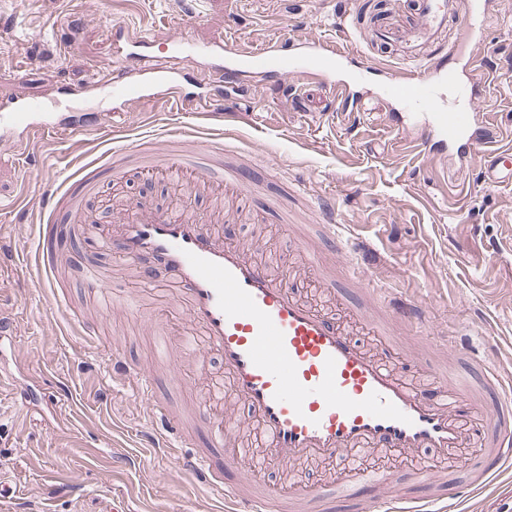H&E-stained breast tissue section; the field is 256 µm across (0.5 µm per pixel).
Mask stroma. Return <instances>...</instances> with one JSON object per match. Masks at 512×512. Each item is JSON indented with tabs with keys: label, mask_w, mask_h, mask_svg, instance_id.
Masks as SVG:
<instances>
[{
	"label": "stroma",
	"mask_w": 512,
	"mask_h": 512,
	"mask_svg": "<svg viewBox=\"0 0 512 512\" xmlns=\"http://www.w3.org/2000/svg\"><path fill=\"white\" fill-rule=\"evenodd\" d=\"M484 38L474 48L487 92L484 112L512 141V0H487ZM378 0H0V93L14 90L13 76L35 59L24 89L49 96L48 108L67 112L72 100L52 96L65 85L80 89L106 78L114 49L105 36L122 21L164 43L175 33L201 40L229 38L246 47L281 35L316 34L357 48L360 63L341 61L343 79H356L365 109L343 111L314 83L302 85L304 110L277 89L276 75L238 74L224 124L238 147L228 164L251 157L257 166L249 195L240 203L244 222L224 224L226 238L267 245L285 261H298L296 239L305 236L331 271L347 259L323 237L316 206L336 202L345 236L366 238L384 256L374 276L394 296H415L436 309L435 331L401 334L408 351L432 367L479 379L460 357L486 327L499 336L501 354L512 355V185H494L480 165L459 170L449 156L418 157L393 129L396 105L379 98L385 77L408 79L413 69L390 47L373 48L345 28L341 16H370ZM199 9L202 23L188 26ZM126 131L101 130L88 150L99 161L98 177L109 182L103 159L110 151L139 146L141 124H155L156 150L167 134L184 132L216 144L210 124L187 112H158L156 103L133 104ZM70 141L52 138L32 145L26 157L0 151V313L11 327L0 336V512L33 504L40 512H224V498L203 486L178 461L146 448L151 430L149 398L173 408L201 401L205 372L217 373L216 355L200 358L173 347L159 363L153 322L168 315L166 294H152L118 272L111 252L85 235L68 237L61 280L35 283L27 261L36 247L35 200L69 161ZM94 264L113 292L134 308L103 313L91 301L80 269ZM91 321L95 346L73 335L70 323ZM111 347L128 364L155 371L152 395L114 385L99 348ZM185 383L173 387L170 371ZM66 385L59 394L58 385Z\"/></svg>",
	"instance_id": "1"
}]
</instances>
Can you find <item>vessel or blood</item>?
I'll return each instance as SVG.
<instances>
[{
	"label": "vessel or blood",
	"instance_id": "obj_1",
	"mask_svg": "<svg viewBox=\"0 0 512 512\" xmlns=\"http://www.w3.org/2000/svg\"><path fill=\"white\" fill-rule=\"evenodd\" d=\"M469 4L463 13L442 8L437 0H414L406 28L376 22L377 39L404 44L412 59L425 60L430 49L445 50L449 58L415 82L386 83L382 94L426 117L429 135L415 144L420 153L435 155L448 149L463 168L476 156L489 157V172L504 173L512 184V148L498 146L497 126L489 115L479 103L460 109L438 95L442 89L468 92L466 78L476 70L473 46L478 36L470 16L484 11L487 0ZM452 27L457 37L451 42L447 31ZM107 35L116 50L106 81L113 102L110 113L92 126L68 122L20 91L0 101V149L23 152L42 137L86 135L90 128L116 124L128 105L141 100H164L175 112L192 100L202 119L223 124V96H188L185 76L174 64L185 54L212 60L219 79L256 70L275 73L283 81L310 74L337 98L353 96L351 82L336 76L338 61L350 59V51L318 37H303L307 50L298 56L289 52L285 36L277 47L246 49L232 39L206 45L179 34L170 37V57L162 60L152 56L151 38L132 25H112ZM181 144L177 151L151 153L140 166L142 173L208 184L231 201L248 195V171L223 166L219 151L200 148L195 139H182ZM104 190L91 164L67 169L38 213L35 269L49 275L58 269L59 259L48 242L71 224L89 225L142 286L155 284L146 259L162 264L187 334L219 356L221 398L244 406L248 425L257 433V453L266 465L328 471L353 501L355 512H367L358 494L360 486H386L390 465L426 448L448 464L466 457L475 461L478 477L472 492L415 497L402 489L393 497V512H456L470 494L498 488L502 477L512 472V373L490 365L498 346L494 329H487L482 338L483 353L472 356L487 389L499 397L492 410H485L480 393L461 378L448 377L440 386L410 378L396 329L405 324L426 331L433 323V310L415 299L393 302L362 262L367 243L338 238L334 211H323V226L348 256L349 278L361 295L377 304L378 313L345 304L306 239L298 243L303 276L319 285L332 299V307L298 289L265 259L259 244L225 241L218 226L203 225L181 207H162L140 197L113 212L111 229L101 231L83 201ZM152 406L157 422L147 436L150 447L168 453L190 447V455L182 459L184 467L223 491L225 512H314L322 500L323 489L309 484H267L249 474L245 455L225 431L223 417L200 412L190 418L157 400ZM199 436L204 443L197 448L193 442Z\"/></svg>",
	"mask_w": 512,
	"mask_h": 512
}]
</instances>
